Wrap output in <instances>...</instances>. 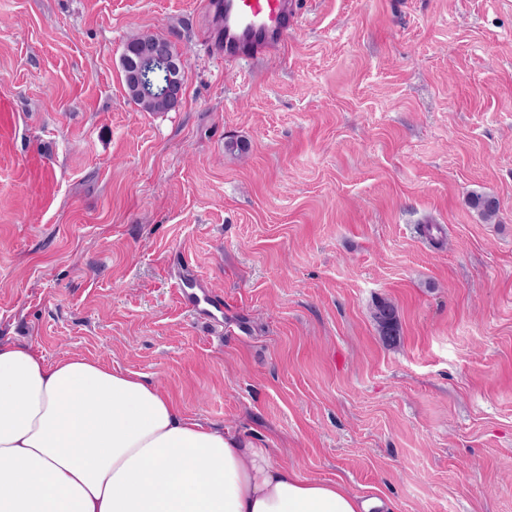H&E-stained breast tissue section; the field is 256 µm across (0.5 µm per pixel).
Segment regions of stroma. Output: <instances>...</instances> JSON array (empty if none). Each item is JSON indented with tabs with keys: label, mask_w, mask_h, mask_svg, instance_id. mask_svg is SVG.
Masks as SVG:
<instances>
[{
	"label": "stroma",
	"mask_w": 512,
	"mask_h": 512,
	"mask_svg": "<svg viewBox=\"0 0 512 512\" xmlns=\"http://www.w3.org/2000/svg\"><path fill=\"white\" fill-rule=\"evenodd\" d=\"M217 28L206 0H0V340L389 512H512V0H302L233 64ZM134 34L181 53L179 108L130 100ZM373 317L379 324L384 336H397L399 327L394 307L385 301H379L375 305Z\"/></svg>",
	"instance_id": "obj_1"
}]
</instances>
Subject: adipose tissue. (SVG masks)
<instances>
[{"mask_svg": "<svg viewBox=\"0 0 512 512\" xmlns=\"http://www.w3.org/2000/svg\"><path fill=\"white\" fill-rule=\"evenodd\" d=\"M141 375L0 341V512H372Z\"/></svg>", "mask_w": 512, "mask_h": 512, "instance_id": "obj_1", "label": "adipose tissue"}]
</instances>
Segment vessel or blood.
Wrapping results in <instances>:
<instances>
[{"label": "vessel or blood", "mask_w": 512, "mask_h": 512, "mask_svg": "<svg viewBox=\"0 0 512 512\" xmlns=\"http://www.w3.org/2000/svg\"><path fill=\"white\" fill-rule=\"evenodd\" d=\"M208 7L221 18L215 49L231 62L276 49L298 17L297 0H210Z\"/></svg>", "instance_id": "b4317fda"}]
</instances>
